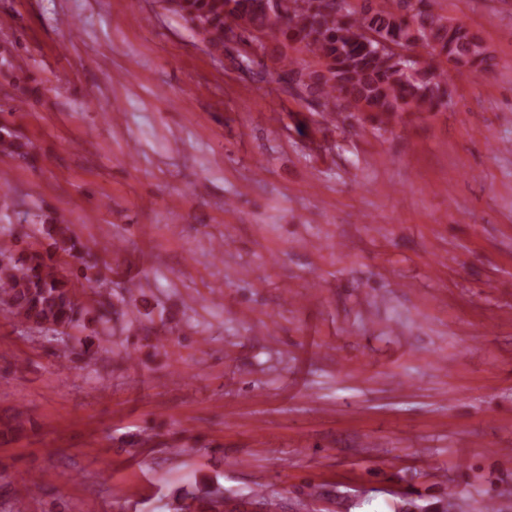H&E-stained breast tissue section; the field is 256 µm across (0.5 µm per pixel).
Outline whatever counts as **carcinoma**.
<instances>
[{"label":"carcinoma","mask_w":512,"mask_h":512,"mask_svg":"<svg viewBox=\"0 0 512 512\" xmlns=\"http://www.w3.org/2000/svg\"><path fill=\"white\" fill-rule=\"evenodd\" d=\"M169 11L180 15L215 50L239 32H259L286 47L298 43L313 54L320 69L303 72L283 52L280 77L311 96L325 112H372L379 121L397 112H430L448 104V69L482 74L494 66L481 39L464 24H452L432 9L431 0H400L408 14L376 11L358 18L334 9L328 0H289L281 21L266 11L268 0H174ZM371 31L400 47L419 43L432 61L405 60L380 52L366 41ZM57 247L74 259L84 245L59 219L47 229ZM66 262L39 252L17 260L0 248V313L40 330L54 332L83 325L64 269ZM180 499L193 502L196 512H218L224 497L218 490L195 487Z\"/></svg>","instance_id":"obj_1"}]
</instances>
